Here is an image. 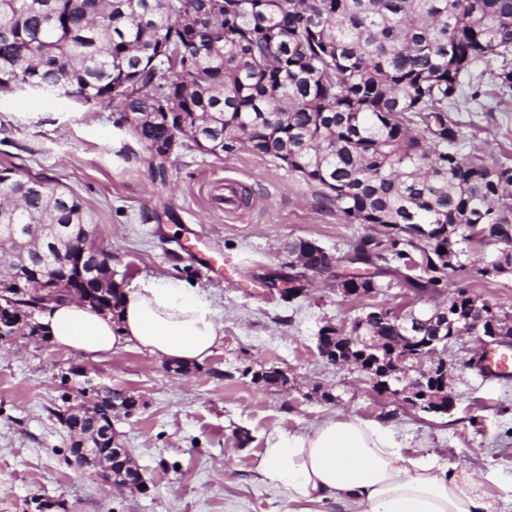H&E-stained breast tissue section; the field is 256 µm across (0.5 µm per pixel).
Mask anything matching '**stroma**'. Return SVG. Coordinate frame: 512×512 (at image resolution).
Returning a JSON list of instances; mask_svg holds the SVG:
<instances>
[{"mask_svg": "<svg viewBox=\"0 0 512 512\" xmlns=\"http://www.w3.org/2000/svg\"><path fill=\"white\" fill-rule=\"evenodd\" d=\"M483 102L478 115H456L465 151L512 158V93ZM116 119L102 104L0 93V169L66 186L91 212L115 281L194 285L221 315L224 341L185 377L134 349L94 359L49 339L0 343V512H284L287 491L260 474L267 443L329 417L379 422L406 452L430 448L442 463L494 473L493 495L512 484V375L467 367L476 337L448 353L456 407L436 416L377 396L363 375L324 363L317 349L323 326L347 328L369 310H417L426 300L399 287L345 298L327 277L314 278L294 301L266 287V274L287 264L292 241H315L340 258L365 225L345 223L321 187L247 149L215 156L184 142L159 186L148 151ZM228 179L250 196L233 212L221 199ZM196 248L218 267L192 257ZM451 278L512 315V272ZM269 368L286 374L285 387L253 381V372ZM87 378L143 401L114 427L143 473L144 491L102 485L68 464L70 437L55 413L88 401Z\"/></svg>", "mask_w": 512, "mask_h": 512, "instance_id": "35a3bbf8", "label": "stroma"}]
</instances>
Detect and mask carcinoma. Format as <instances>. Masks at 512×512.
Wrapping results in <instances>:
<instances>
[{
    "label": "carcinoma",
    "mask_w": 512,
    "mask_h": 512,
    "mask_svg": "<svg viewBox=\"0 0 512 512\" xmlns=\"http://www.w3.org/2000/svg\"><path fill=\"white\" fill-rule=\"evenodd\" d=\"M512 91V0H0V89L105 104L140 119L145 148L175 139L219 155L246 146L320 186L370 231L336 288L368 295L393 273L435 301L470 264L475 240L499 248L482 278L512 269V163L464 156L448 112L482 95L473 70ZM0 223L60 224L58 274L77 288L73 242L92 227L80 199L45 176L0 170ZM427 224L426 237L398 234ZM4 256L3 314L31 330L43 300ZM449 313L478 302L465 287ZM512 333V316L479 302ZM379 354L396 332L382 325Z\"/></svg>",
    "instance_id": "obj_1"
}]
</instances>
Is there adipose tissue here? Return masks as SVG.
Wrapping results in <instances>:
<instances>
[{"mask_svg":"<svg viewBox=\"0 0 512 512\" xmlns=\"http://www.w3.org/2000/svg\"><path fill=\"white\" fill-rule=\"evenodd\" d=\"M53 342L85 355L134 348L185 365L207 360L224 338L211 302L195 289L148 277L124 291L119 319L75 301L51 303ZM261 474L288 492L284 512L334 503L344 512H505L484 489L488 474L441 463L436 452H404L381 424L328 418L269 442Z\"/></svg>","mask_w":512,"mask_h":512,"instance_id":"1","label":"adipose tissue"}]
</instances>
